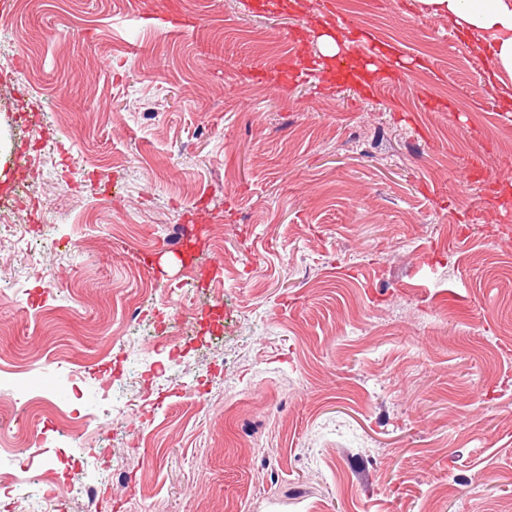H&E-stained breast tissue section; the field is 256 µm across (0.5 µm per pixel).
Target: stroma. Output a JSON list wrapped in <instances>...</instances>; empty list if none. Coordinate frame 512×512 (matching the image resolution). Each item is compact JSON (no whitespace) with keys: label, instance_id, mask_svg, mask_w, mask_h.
Instances as JSON below:
<instances>
[{"label":"stroma","instance_id":"stroma-1","mask_svg":"<svg viewBox=\"0 0 512 512\" xmlns=\"http://www.w3.org/2000/svg\"><path fill=\"white\" fill-rule=\"evenodd\" d=\"M178 2L194 26L143 0L0 18V185L24 183L0 222L42 255L0 249V366L57 406L0 386V512H86L78 469L98 512H512V75L488 86L483 37L424 0H333L349 57L415 62L376 90L322 58L323 0ZM291 51L320 77L282 87ZM177 232L207 290L173 250L158 280L136 261Z\"/></svg>","mask_w":512,"mask_h":512}]
</instances>
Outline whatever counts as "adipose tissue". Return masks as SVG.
<instances>
[{"mask_svg": "<svg viewBox=\"0 0 512 512\" xmlns=\"http://www.w3.org/2000/svg\"><path fill=\"white\" fill-rule=\"evenodd\" d=\"M448 13L457 28L485 35L486 47L500 70L512 75V0H425Z\"/></svg>", "mask_w": 512, "mask_h": 512, "instance_id": "1", "label": "adipose tissue"}]
</instances>
